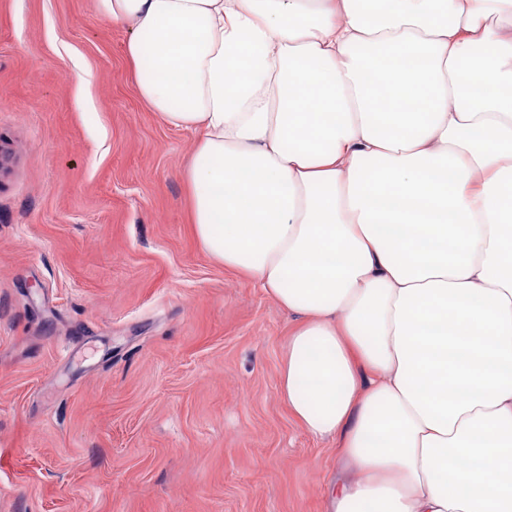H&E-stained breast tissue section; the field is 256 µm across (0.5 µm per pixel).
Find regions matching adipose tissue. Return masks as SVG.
<instances>
[{
	"instance_id": "ef3b65f1",
	"label": "adipose tissue",
	"mask_w": 512,
	"mask_h": 512,
	"mask_svg": "<svg viewBox=\"0 0 512 512\" xmlns=\"http://www.w3.org/2000/svg\"><path fill=\"white\" fill-rule=\"evenodd\" d=\"M96 3L201 249L296 319L334 512H512V0Z\"/></svg>"
}]
</instances>
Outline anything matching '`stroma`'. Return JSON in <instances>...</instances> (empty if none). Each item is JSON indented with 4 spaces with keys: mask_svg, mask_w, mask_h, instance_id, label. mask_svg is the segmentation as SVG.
<instances>
[{
    "mask_svg": "<svg viewBox=\"0 0 512 512\" xmlns=\"http://www.w3.org/2000/svg\"><path fill=\"white\" fill-rule=\"evenodd\" d=\"M129 35L0 0V512H331L339 443L278 391L294 319L200 249L196 135L141 100Z\"/></svg>",
    "mask_w": 512,
    "mask_h": 512,
    "instance_id": "stroma-1",
    "label": "stroma"
}]
</instances>
